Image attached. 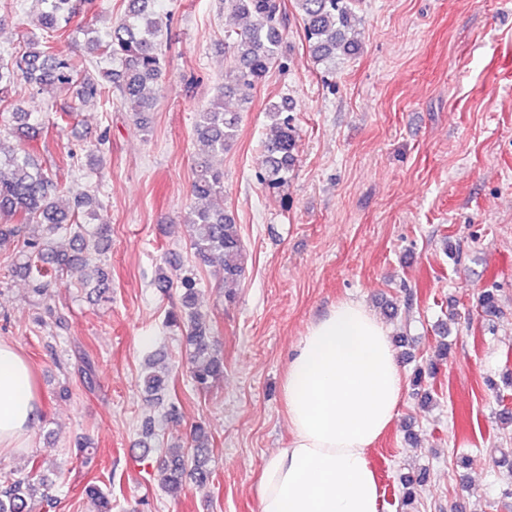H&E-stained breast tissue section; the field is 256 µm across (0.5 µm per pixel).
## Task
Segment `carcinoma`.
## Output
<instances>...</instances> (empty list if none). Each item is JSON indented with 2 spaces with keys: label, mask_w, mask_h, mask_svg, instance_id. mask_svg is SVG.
<instances>
[{
  "label": "carcinoma",
  "mask_w": 512,
  "mask_h": 512,
  "mask_svg": "<svg viewBox=\"0 0 512 512\" xmlns=\"http://www.w3.org/2000/svg\"><path fill=\"white\" fill-rule=\"evenodd\" d=\"M127 2L124 16L105 36L94 37L87 44L88 54L117 58L121 67L95 72L85 59L60 58L54 53L55 40L67 32L77 14L91 9L95 0H36L35 27L40 34L23 38V45L10 58H0V93L22 81L41 91L74 84L83 102L113 93L133 113L135 123L146 127L145 113L152 107L146 90L160 87L163 79V23L154 9L155 0ZM354 3L294 0L313 60L328 65L338 52L347 56L358 52L357 40L348 36L355 20ZM224 11L249 19L244 28L227 32L234 57V65L224 72V95L229 96L254 89L274 65L284 66V38L280 0H224ZM291 111L289 103L282 101L271 105L267 112L270 136L258 177L272 188L288 180L297 161L298 134ZM10 117L14 122L11 132L28 142L38 140L41 127L31 122V113L18 109ZM240 121V113L224 108L221 99L195 113L197 158L192 194L196 199L224 195V170L215 159L224 156L236 140ZM96 206V194L90 189L61 195L35 148H18L0 156V213L14 219L12 224H0V242L18 237L22 224L33 227L19 246L15 269L28 280L36 296H47L51 279H63L74 265L87 270L81 285L91 284L97 289L106 285L108 275L97 263V255L108 246L110 225L81 223L82 216L92 213ZM182 223L192 231L190 242L195 256L205 263L219 259L224 284H235L244 272L246 253L233 216L222 207L192 206ZM154 285L162 294L174 287L180 289L181 309L170 311L168 321H187V340L192 348L190 379L195 390L205 393L223 377L224 358L198 306L197 279L191 275L175 279L162 270ZM449 352L450 344L441 341L435 358L415 370L413 385L428 383ZM167 382L168 376L155 372L144 377L145 390L151 394H161ZM209 453L208 431L201 424L194 426L190 446L179 449L161 471L162 485L177 492L187 476L199 484L209 482ZM29 464V469L17 472L0 488V512H33L36 503L50 501L45 479L38 475L39 463L31 460ZM421 483L419 477L403 478L401 512H412ZM84 491L99 512H110L112 504L99 485L92 482Z\"/></svg>",
  "instance_id": "1"
}]
</instances>
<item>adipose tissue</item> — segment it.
Returning <instances> with one entry per match:
<instances>
[{
	"label": "adipose tissue",
	"instance_id": "adipose-tissue-1",
	"mask_svg": "<svg viewBox=\"0 0 512 512\" xmlns=\"http://www.w3.org/2000/svg\"><path fill=\"white\" fill-rule=\"evenodd\" d=\"M403 384L388 330L362 304L339 302L311 322L283 382L293 441L262 465L261 512H379L369 450L391 426ZM42 418L32 367L0 340V452L24 447Z\"/></svg>",
	"mask_w": 512,
	"mask_h": 512
}]
</instances>
